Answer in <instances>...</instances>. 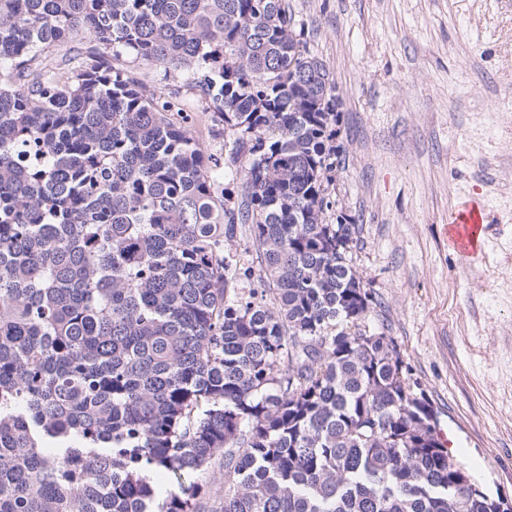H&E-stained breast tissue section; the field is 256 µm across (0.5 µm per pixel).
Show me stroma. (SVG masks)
Masks as SVG:
<instances>
[{
	"label": "stroma",
	"mask_w": 512,
	"mask_h": 512,
	"mask_svg": "<svg viewBox=\"0 0 512 512\" xmlns=\"http://www.w3.org/2000/svg\"><path fill=\"white\" fill-rule=\"evenodd\" d=\"M340 97L329 190L358 230L374 324L489 495L512 496V0H288ZM210 153L224 125L179 71L139 66ZM484 209L471 257L444 228Z\"/></svg>",
	"instance_id": "35a3bbf8"
}]
</instances>
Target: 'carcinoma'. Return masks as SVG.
<instances>
[{"label":"carcinoma","mask_w":512,"mask_h":512,"mask_svg":"<svg viewBox=\"0 0 512 512\" xmlns=\"http://www.w3.org/2000/svg\"><path fill=\"white\" fill-rule=\"evenodd\" d=\"M338 105L287 0H0V512H496L328 222ZM134 73L149 90L163 93V97L177 107L185 108L189 129L204 149L212 154L224 150V123L213 121V108L208 100L189 85L186 75L180 71H170L165 76L163 68L136 67ZM184 105V106H182ZM205 485L211 496H219L224 491V456L216 455L200 474L191 478Z\"/></svg>","instance_id":"cac0c4a2"}]
</instances>
